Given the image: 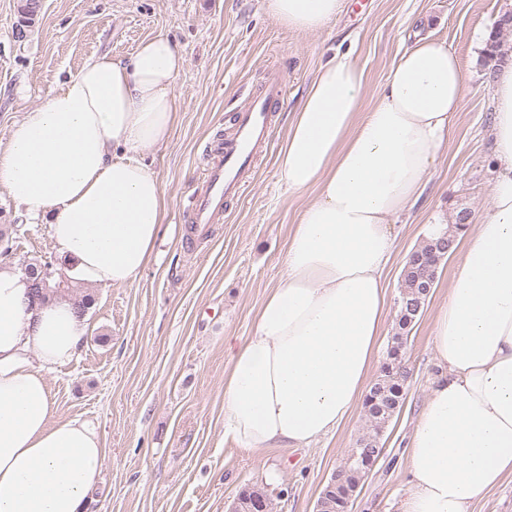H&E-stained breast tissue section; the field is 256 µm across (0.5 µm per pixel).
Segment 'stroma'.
I'll list each match as a JSON object with an SVG mask.
<instances>
[{
  "label": "stroma",
  "mask_w": 512,
  "mask_h": 512,
  "mask_svg": "<svg viewBox=\"0 0 512 512\" xmlns=\"http://www.w3.org/2000/svg\"><path fill=\"white\" fill-rule=\"evenodd\" d=\"M20 0H0V148L24 112L44 102L67 73L102 53L128 58L138 43L164 34L185 52L177 122L148 160L167 199L164 235L136 283L77 285L90 295V334L76 359L45 374L55 417L95 422L105 446L91 512H227L248 485L266 488L275 512H313L326 482L365 428L363 408L308 448L241 450L223 435L224 372L229 346L252 333L256 308L283 273L292 224L304 198L285 196L275 160L292 112L319 66L355 48L370 89L384 81L398 52L432 35L460 58L471 94L418 204L396 219L397 253L387 274L389 309L382 336L396 328L402 271L412 249L458 211L483 213L492 181L493 68L476 47L512 0H345L321 33L281 27L262 0H42L26 24ZM278 70L286 93L273 117L272 141L228 201L206 238L186 245L191 196L213 141L226 132L249 91ZM0 224L17 227L7 261L33 258L66 272L48 225L31 220L0 187ZM454 256L439 264L437 285L409 334L410 370L401 411L383 432L384 454L350 512H396L405 490L404 448L436 371L430 324L447 298Z\"/></svg>",
  "instance_id": "35a3bbf8"
}]
</instances>
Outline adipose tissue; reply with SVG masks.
<instances>
[{
	"label": "adipose tissue",
	"mask_w": 512,
	"mask_h": 512,
	"mask_svg": "<svg viewBox=\"0 0 512 512\" xmlns=\"http://www.w3.org/2000/svg\"><path fill=\"white\" fill-rule=\"evenodd\" d=\"M343 5L263 0L300 34L323 32ZM185 65L164 35L124 61L93 57L0 150V186L47 219L76 281L127 286L149 264L167 201L145 157L169 138ZM468 94L458 55L428 36L373 92L352 53L319 68L277 155L285 192L306 198L284 274L224 372V435L242 449L308 447L362 400L387 311L390 222L420 199ZM491 98L494 177L432 319L440 372L410 438L398 512H470L512 475V64L494 71ZM89 332L70 297L32 300L25 275L0 262V512H88L101 435L88 420H55L45 373L71 362Z\"/></svg>",
	"instance_id": "adipose-tissue-1"
}]
</instances>
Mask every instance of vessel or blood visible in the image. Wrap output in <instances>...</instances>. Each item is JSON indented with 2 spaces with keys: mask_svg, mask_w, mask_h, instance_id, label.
<instances>
[{
  "mask_svg": "<svg viewBox=\"0 0 512 512\" xmlns=\"http://www.w3.org/2000/svg\"><path fill=\"white\" fill-rule=\"evenodd\" d=\"M283 96L281 76L270 73L260 88L250 92L231 132L220 136L211 149L193 194L196 236L205 235L210 225L223 218L226 198L241 193L244 174L254 166L258 148L272 136V111Z\"/></svg>",
  "mask_w": 512,
  "mask_h": 512,
  "instance_id": "1",
  "label": "vessel or blood"
}]
</instances>
